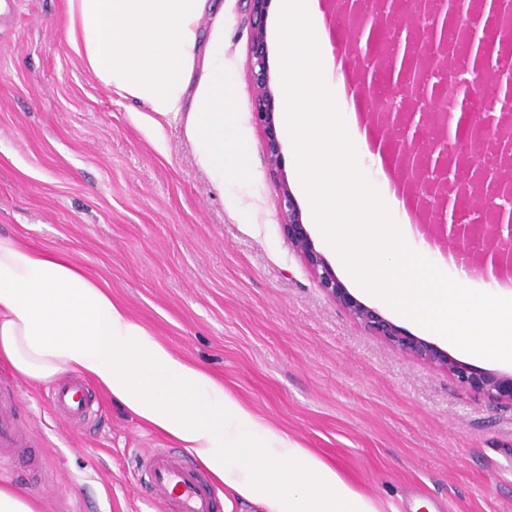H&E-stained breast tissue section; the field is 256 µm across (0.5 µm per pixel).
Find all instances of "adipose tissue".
Listing matches in <instances>:
<instances>
[{
    "mask_svg": "<svg viewBox=\"0 0 512 512\" xmlns=\"http://www.w3.org/2000/svg\"><path fill=\"white\" fill-rule=\"evenodd\" d=\"M210 8L211 0H67L66 37L97 81L144 106L148 121L184 119L197 164L220 188L248 164L224 109L222 21L201 37ZM0 360L35 382L89 378L260 512H386L157 340L69 257L7 235H0Z\"/></svg>",
    "mask_w": 512,
    "mask_h": 512,
    "instance_id": "obj_1",
    "label": "adipose tissue"
}]
</instances>
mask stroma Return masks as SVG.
I'll list each match as a JSON object with an SVG mask.
<instances>
[{
  "instance_id": "35a3bbf8",
  "label": "stroma",
  "mask_w": 512,
  "mask_h": 512,
  "mask_svg": "<svg viewBox=\"0 0 512 512\" xmlns=\"http://www.w3.org/2000/svg\"><path fill=\"white\" fill-rule=\"evenodd\" d=\"M224 12L226 102L250 171L216 191L184 120L147 122L109 94L65 37L66 0H0V234L66 253L174 352L275 430L396 512H512V407L373 336L329 298L281 226L288 186L315 249L355 288L312 221L289 142L271 174L247 71L245 0ZM43 466L0 469L41 512H163L136 472L177 442L92 387L72 428L52 386L0 362Z\"/></svg>"
}]
</instances>
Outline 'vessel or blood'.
<instances>
[{"mask_svg": "<svg viewBox=\"0 0 512 512\" xmlns=\"http://www.w3.org/2000/svg\"><path fill=\"white\" fill-rule=\"evenodd\" d=\"M54 409L73 425L87 417L91 402L82 381L61 380L52 393ZM17 461L38 466L28 450L25 432L18 426L14 404L0 396V463ZM144 477L154 500L167 512H217V494L204 474L180 453L155 450L143 464Z\"/></svg>", "mask_w": 512, "mask_h": 512, "instance_id": "1", "label": "vessel or blood"}]
</instances>
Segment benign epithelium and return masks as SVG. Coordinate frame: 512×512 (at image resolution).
Listing matches in <instances>:
<instances>
[{
  "mask_svg": "<svg viewBox=\"0 0 512 512\" xmlns=\"http://www.w3.org/2000/svg\"><path fill=\"white\" fill-rule=\"evenodd\" d=\"M250 47L247 67L252 87V116L266 134L270 170L280 169V146L275 135L274 101L268 69L266 16L270 0H246ZM504 0H339L338 11L355 16L348 38L356 46L351 76L358 93L369 105V116L380 135V146L390 153L399 177L417 212L428 220L430 237L450 252L468 260L479 258L493 273H512V207L489 211L484 224H464L459 219L461 198L477 205L487 181L508 192L512 186V155L497 164L484 161L497 140L475 136L483 127V112L458 116L448 111V92L465 94L485 81L484 37L472 30L467 44L474 58L466 79L456 74L448 55V22L485 9L495 12ZM448 69V82L425 84L423 76L434 66ZM386 83L400 100L397 108L373 95ZM431 136L421 138L424 127ZM280 210L285 233L294 249L312 268L319 287L376 336L410 355L442 366L459 384L501 405L512 406V376L477 371L453 359L433 344L408 336L375 310L354 300L338 281L324 256L317 252L301 221L287 186L281 187Z\"/></svg>",
  "mask_w": 512,
  "mask_h": 512,
  "instance_id": "obj_1",
  "label": "benign epithelium"
}]
</instances>
